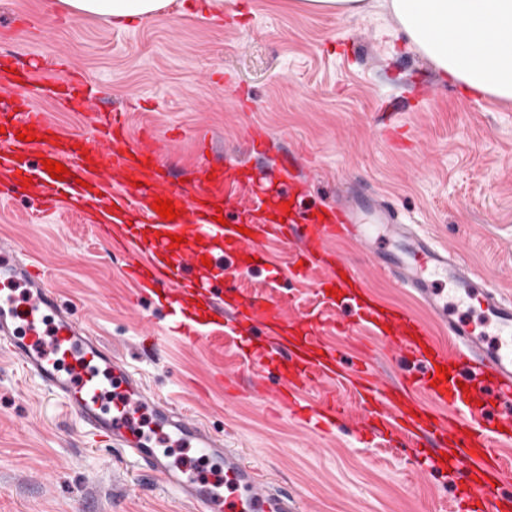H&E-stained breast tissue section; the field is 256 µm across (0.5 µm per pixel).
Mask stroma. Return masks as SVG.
<instances>
[{
	"instance_id": "35a3bbf8",
	"label": "stroma",
	"mask_w": 512,
	"mask_h": 512,
	"mask_svg": "<svg viewBox=\"0 0 512 512\" xmlns=\"http://www.w3.org/2000/svg\"><path fill=\"white\" fill-rule=\"evenodd\" d=\"M40 56L42 78L67 56L101 87L98 109L127 115L128 134L150 130L175 178L192 181L200 155L270 170L302 156L309 205L347 188L384 194L439 242L512 297V102L465 92L411 50L390 15L315 14L296 0H175L152 19L117 25L72 13L60 0H0V53ZM395 112L393 146L377 143L381 108ZM266 154L243 148L253 128ZM0 237L22 242L101 339L142 376L259 463L304 512H448L454 485L398 450L363 444L350 429L318 436L259 395L229 398L214 370L247 374L224 340L194 347L166 336L142 346L164 311H133L121 256L65 210L38 213L22 189L0 196ZM270 263L240 280L243 294L271 283L295 312L335 315L316 291L321 270L292 278V254L267 244ZM365 284L435 336L431 316L385 278ZM208 386L197 398L194 386ZM0 512H191L120 452L94 441L74 414L19 365L0 359Z\"/></svg>"
}]
</instances>
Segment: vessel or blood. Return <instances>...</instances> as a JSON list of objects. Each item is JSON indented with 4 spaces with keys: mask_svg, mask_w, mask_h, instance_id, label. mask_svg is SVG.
I'll use <instances>...</instances> for the list:
<instances>
[{
    "mask_svg": "<svg viewBox=\"0 0 512 512\" xmlns=\"http://www.w3.org/2000/svg\"><path fill=\"white\" fill-rule=\"evenodd\" d=\"M0 75V91L34 83L36 63H15ZM48 90L70 112H93L92 135L68 134L25 97L0 106V178L29 180L43 210L64 207L92 218L96 232L124 258L132 305L152 298L166 308L167 334L195 345L211 342L209 325L231 332L247 362L275 372L269 405L288 410L312 430L343 424L387 442L426 451L429 467L450 465L462 487L457 512H501L512 461L500 455L512 440V300L458 253L407 223L389 202L353 195L309 213V179L296 157L269 174L249 164L202 167L191 188L173 187L151 134L130 139L124 113L94 112L101 90L80 70L59 62ZM33 132L34 141L17 139ZM68 173L52 178L45 160ZM173 201L180 215L163 218L155 198ZM234 223L220 224V217ZM182 243H174V236ZM347 238L365 251L362 270L329 249ZM287 242L294 276L318 268V293L353 319L335 325L315 312L291 314L283 300L258 295L247 310L228 305L242 274L267 264L266 243ZM227 268L223 279L200 276L203 264ZM388 278L425 306L448 335L434 341L409 310L380 308L364 290L367 272ZM373 329L393 357L406 362L396 384L375 365L376 348L360 334ZM351 336L358 366L355 406L324 390L345 376L342 353L329 346L330 330ZM0 355L36 376L91 434L122 449L195 512H300L299 497L282 488L201 419L151 391L125 359L79 320L50 275L14 241L0 240ZM448 377L438 380V366ZM194 452L197 466L180 453Z\"/></svg>",
    "mask_w": 512,
    "mask_h": 512,
    "instance_id": "obj_1",
    "label": "vessel or blood"
}]
</instances>
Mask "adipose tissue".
I'll list each match as a JSON object with an SVG mask.
<instances>
[{"instance_id":"adipose-tissue-1","label":"adipose tissue","mask_w":512,"mask_h":512,"mask_svg":"<svg viewBox=\"0 0 512 512\" xmlns=\"http://www.w3.org/2000/svg\"><path fill=\"white\" fill-rule=\"evenodd\" d=\"M71 12L146 20L170 0H62ZM411 49L464 88L512 101V0H381Z\"/></svg>"}]
</instances>
